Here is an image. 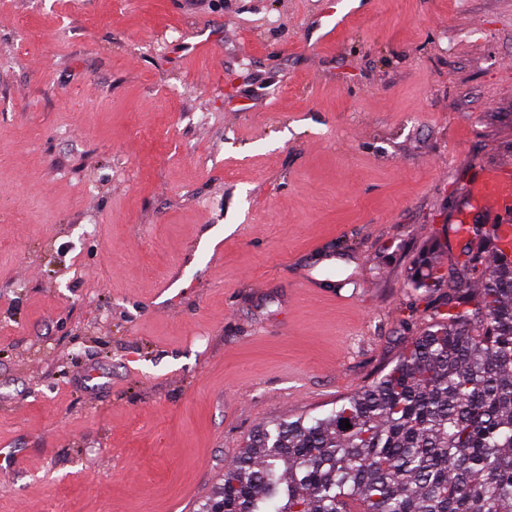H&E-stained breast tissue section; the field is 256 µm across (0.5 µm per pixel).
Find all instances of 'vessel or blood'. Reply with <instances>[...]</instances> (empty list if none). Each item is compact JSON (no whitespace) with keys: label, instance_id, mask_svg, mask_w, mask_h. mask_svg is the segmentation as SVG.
I'll return each instance as SVG.
<instances>
[{"label":"vessel or blood","instance_id":"b4317fda","mask_svg":"<svg viewBox=\"0 0 512 512\" xmlns=\"http://www.w3.org/2000/svg\"><path fill=\"white\" fill-rule=\"evenodd\" d=\"M353 11L330 10L329 19L320 36L321 43L336 41L338 30L346 28L353 18ZM467 203L456 217V232L464 234L473 214L485 212L496 226L499 240V257L512 261V174L500 169L483 170L465 189Z\"/></svg>","mask_w":512,"mask_h":512}]
</instances>
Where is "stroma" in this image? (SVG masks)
<instances>
[{"instance_id": "stroma-1", "label": "stroma", "mask_w": 512, "mask_h": 512, "mask_svg": "<svg viewBox=\"0 0 512 512\" xmlns=\"http://www.w3.org/2000/svg\"><path fill=\"white\" fill-rule=\"evenodd\" d=\"M329 2L0 0V512H200L427 325L412 260L512 171V0L324 45Z\"/></svg>"}]
</instances>
